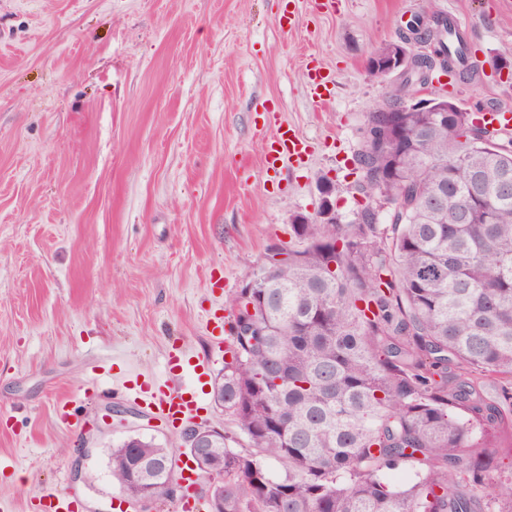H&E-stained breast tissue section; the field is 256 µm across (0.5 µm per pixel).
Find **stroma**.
Wrapping results in <instances>:
<instances>
[{
	"mask_svg": "<svg viewBox=\"0 0 512 512\" xmlns=\"http://www.w3.org/2000/svg\"><path fill=\"white\" fill-rule=\"evenodd\" d=\"M434 12L461 22L479 66L435 92L512 114V69L494 65L512 0H0V512H30L44 489L112 512L111 448L182 447L152 413L104 422L91 385L128 366L165 378L177 344L223 372L205 306L232 320L226 298L288 245L294 215L315 216L321 179L353 218L361 130L398 85L371 78L368 57ZM315 65L324 102L307 90ZM281 128L309 153L272 172Z\"/></svg>",
	"mask_w": 512,
	"mask_h": 512,
	"instance_id": "1",
	"label": "stroma"
}]
</instances>
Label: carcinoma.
Returning a JSON list of instances; mask_svg holds the SVG:
<instances>
[{"label": "carcinoma", "mask_w": 512, "mask_h": 512, "mask_svg": "<svg viewBox=\"0 0 512 512\" xmlns=\"http://www.w3.org/2000/svg\"><path fill=\"white\" fill-rule=\"evenodd\" d=\"M450 32L403 85L470 73ZM355 174L351 223L290 225L288 258L228 298L215 388L240 435L205 450L224 474L210 512H512V481L488 483L474 451L512 428V139L474 112H371ZM172 452L131 437L111 477L165 499Z\"/></svg>", "instance_id": "cac0c4a2"}]
</instances>
